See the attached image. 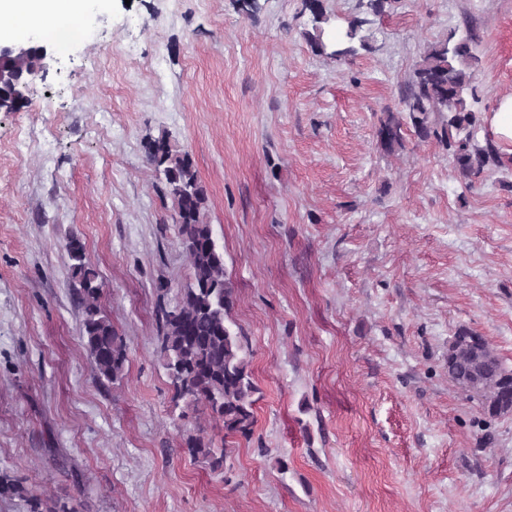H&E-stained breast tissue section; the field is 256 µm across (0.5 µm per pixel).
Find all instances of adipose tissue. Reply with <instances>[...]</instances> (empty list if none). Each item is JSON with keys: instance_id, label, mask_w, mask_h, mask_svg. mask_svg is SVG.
<instances>
[{"instance_id": "obj_1", "label": "adipose tissue", "mask_w": 512, "mask_h": 512, "mask_svg": "<svg viewBox=\"0 0 512 512\" xmlns=\"http://www.w3.org/2000/svg\"><path fill=\"white\" fill-rule=\"evenodd\" d=\"M86 0H0V16L12 18L13 35H23L28 21L35 17L47 19V36L58 45H65L84 17Z\"/></svg>"}]
</instances>
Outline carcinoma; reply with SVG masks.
Here are the masks:
<instances>
[{
    "label": "carcinoma",
    "mask_w": 512,
    "mask_h": 512,
    "mask_svg": "<svg viewBox=\"0 0 512 512\" xmlns=\"http://www.w3.org/2000/svg\"><path fill=\"white\" fill-rule=\"evenodd\" d=\"M388 0H360L359 14L341 29H332L324 0H304L311 28L303 37L318 55L339 63L370 51L375 41L376 19L385 13ZM43 54L26 49L7 61L16 77L40 69ZM479 63L473 38L451 37L427 47L415 64L401 97V108L386 110L378 120L380 146L392 152L403 148L402 127L409 122L421 140L435 137L452 152L454 166L464 179L477 177L497 162L491 145L475 143L483 120L469 99ZM150 165L162 178L172 201L179 242L189 264L188 283L170 292L157 288L160 354L169 379L174 404L202 406L224 423V437L250 436L258 387L253 380L247 337L233 329L235 288L226 277L224 251L206 221L207 192L199 182L186 152L172 148L167 133L146 143ZM71 272V287L82 310V340L94 376L100 383L123 380L127 349L112 326L103 304V286L86 262L85 246L72 236L64 245ZM448 378L466 398L476 400L484 414L512 416V369H507L482 336L461 330L448 342ZM185 451L218 470L232 459L229 442L214 447L212 440L191 435Z\"/></svg>",
    "instance_id": "cac0c4a2"
}]
</instances>
